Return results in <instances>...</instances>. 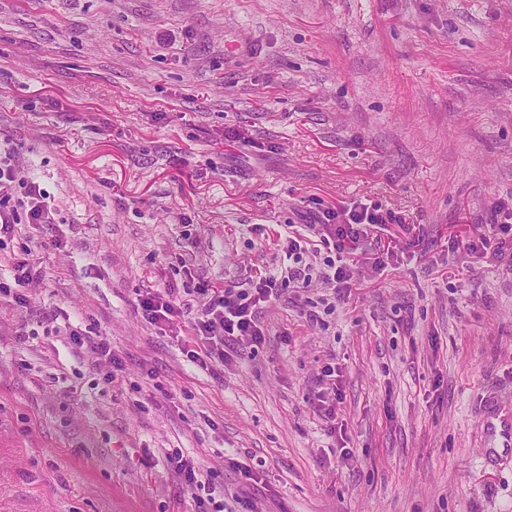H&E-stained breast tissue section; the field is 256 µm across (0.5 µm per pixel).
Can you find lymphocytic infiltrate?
<instances>
[{
    "mask_svg": "<svg viewBox=\"0 0 512 512\" xmlns=\"http://www.w3.org/2000/svg\"><path fill=\"white\" fill-rule=\"evenodd\" d=\"M55 221V211L47 204L39 183L22 176L14 150L1 152L0 236L12 235L16 225L22 223ZM399 221L393 212L363 203L341 212L327 209L318 213L309 234L291 229L279 239L278 247L285 259L280 269L244 282L202 286L197 314L185 339L188 360L203 368L223 362L224 343L229 339L250 347L260 345L264 340L260 312L264 303L277 297L279 288H306L317 280L331 290L333 297H340L357 273L356 267L344 263V256L357 250L369 228L384 229ZM319 246L326 252L323 261L311 262ZM138 307L148 323L175 328L184 317L185 303L167 287L140 299ZM167 461L197 506L211 501L214 489L192 459L175 450L168 453Z\"/></svg>",
    "mask_w": 512,
    "mask_h": 512,
    "instance_id": "lymphocytic-infiltrate-1",
    "label": "lymphocytic infiltrate"
}]
</instances>
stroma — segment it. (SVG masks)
Masks as SVG:
<instances>
[{"mask_svg": "<svg viewBox=\"0 0 512 512\" xmlns=\"http://www.w3.org/2000/svg\"><path fill=\"white\" fill-rule=\"evenodd\" d=\"M0 147L57 210L0 239V512H193L177 448L228 512H512L479 431L512 399V261L461 245L512 206V0H0ZM356 202L405 225L335 311L286 289L209 370L138 313L167 285L193 320ZM12 270L14 282L18 288V291L13 293L14 303L19 307H24L28 302V296L25 294L27 287L32 282L42 280L41 268L35 262L21 258L13 262ZM65 335L69 336L70 340L80 347H85L86 351L91 354L94 363L98 364L99 361H108L113 368L119 369L121 360L112 351L111 343L107 339H87L83 337L77 330L65 326Z\"/></svg>", "mask_w": 512, "mask_h": 512, "instance_id": "stroma-1", "label": "stroma"}]
</instances>
